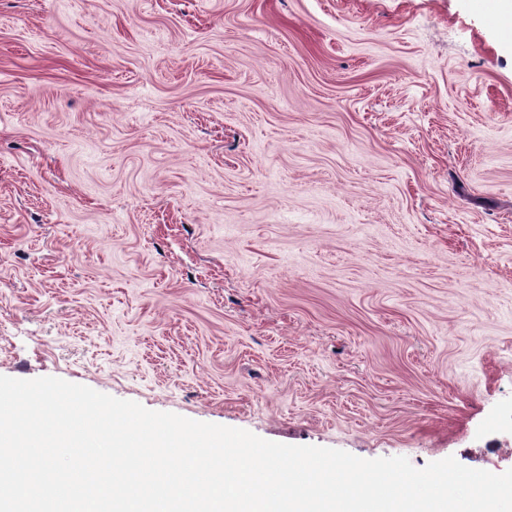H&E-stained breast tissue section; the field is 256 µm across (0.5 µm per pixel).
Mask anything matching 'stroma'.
Wrapping results in <instances>:
<instances>
[{
    "mask_svg": "<svg viewBox=\"0 0 512 512\" xmlns=\"http://www.w3.org/2000/svg\"><path fill=\"white\" fill-rule=\"evenodd\" d=\"M484 0H0V375L512 469V34Z\"/></svg>",
    "mask_w": 512,
    "mask_h": 512,
    "instance_id": "stroma-1",
    "label": "stroma"
}]
</instances>
